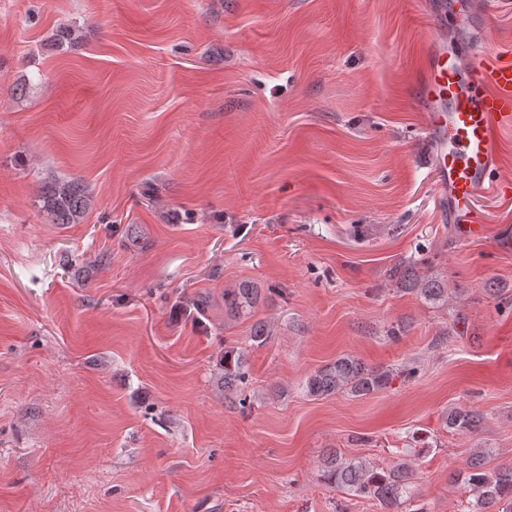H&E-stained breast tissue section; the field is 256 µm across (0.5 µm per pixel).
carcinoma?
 Wrapping results in <instances>:
<instances>
[{
	"instance_id": "1",
	"label": "carcinoma",
	"mask_w": 512,
	"mask_h": 512,
	"mask_svg": "<svg viewBox=\"0 0 512 512\" xmlns=\"http://www.w3.org/2000/svg\"><path fill=\"white\" fill-rule=\"evenodd\" d=\"M93 199L77 180L54 179L48 182L40 197V208L53 224H78L92 208ZM399 290L429 301H448V280L420 270L417 263L399 265L392 270ZM262 300L261 289L241 282L224 289V310L232 315L252 311ZM393 370L370 368L359 359L345 355L327 364L305 381L306 393L314 398H327L346 393L354 398L365 397L387 388ZM249 378L247 354L236 346L224 347V359L217 383L224 398H242ZM482 417L472 410L455 407L448 412L445 423L449 429L473 434ZM326 483L357 497L377 500L386 512H398L411 499L414 470L405 459L390 468H380L362 457L329 455L322 468ZM470 498L469 512H492L500 503L512 508V467H489V452L477 448L471 454L462 479Z\"/></svg>"
}]
</instances>
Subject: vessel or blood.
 I'll return each instance as SVG.
<instances>
[{
    "mask_svg": "<svg viewBox=\"0 0 512 512\" xmlns=\"http://www.w3.org/2000/svg\"><path fill=\"white\" fill-rule=\"evenodd\" d=\"M419 95L428 112L430 162L441 192L436 206L460 238L483 233L479 194H498L499 139L512 129V59L482 46L462 62L458 47L436 43L422 66Z\"/></svg>",
    "mask_w": 512,
    "mask_h": 512,
    "instance_id": "obj_1",
    "label": "vessel or blood"
}]
</instances>
